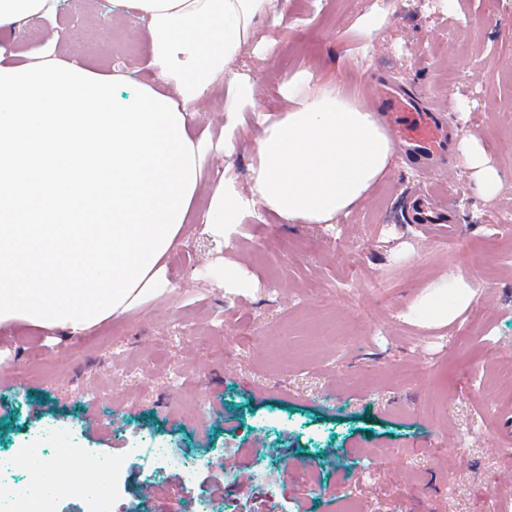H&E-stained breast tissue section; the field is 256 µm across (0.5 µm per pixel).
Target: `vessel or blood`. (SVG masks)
Segmentation results:
<instances>
[{"mask_svg":"<svg viewBox=\"0 0 512 512\" xmlns=\"http://www.w3.org/2000/svg\"><path fill=\"white\" fill-rule=\"evenodd\" d=\"M373 109L379 112L401 150L410 158L430 161L446 153L448 138L436 113L421 107L415 99L387 87L379 92ZM412 220L417 224L438 226L451 223L452 217L436 197L428 196L414 206Z\"/></svg>","mask_w":512,"mask_h":512,"instance_id":"vessel-or-blood-1","label":"vessel or blood"}]
</instances>
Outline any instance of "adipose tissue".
Here are the masks:
<instances>
[{
	"label": "adipose tissue",
	"instance_id": "1",
	"mask_svg": "<svg viewBox=\"0 0 512 512\" xmlns=\"http://www.w3.org/2000/svg\"><path fill=\"white\" fill-rule=\"evenodd\" d=\"M283 0H136L149 18L147 65L162 89L124 102L121 71L97 74L55 41L12 64L0 46V325L72 334L167 286L162 260L188 222L210 144L192 137L196 103ZM57 0H0V30L50 16ZM284 103L264 114L250 197L211 187L210 232L257 206L285 224H331L387 174L393 142L374 113L309 70L282 74Z\"/></svg>",
	"mask_w": 512,
	"mask_h": 512
}]
</instances>
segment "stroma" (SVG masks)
Wrapping results in <instances>:
<instances>
[{
    "label": "stroma",
    "mask_w": 512,
    "mask_h": 512,
    "mask_svg": "<svg viewBox=\"0 0 512 512\" xmlns=\"http://www.w3.org/2000/svg\"><path fill=\"white\" fill-rule=\"evenodd\" d=\"M147 25L133 0H72L0 45L21 63L56 35L88 69L151 84ZM285 65L419 98L451 139L440 170L397 154L335 223L254 209L220 239L201 189L166 292L75 335L0 327V455L55 429L88 463L119 462L100 512H512V0H288L230 70L255 100L224 78L191 117L217 147L207 181L249 194L256 117L279 106ZM467 138L496 191L465 164ZM419 194L451 201L456 237L407 223ZM448 292L447 317L420 318ZM155 443L192 476L160 468ZM466 156L468 163L476 170L486 191H494L498 185L499 177L495 169L489 165L483 150L476 143H470L467 147Z\"/></svg>",
    "instance_id": "1"
}]
</instances>
